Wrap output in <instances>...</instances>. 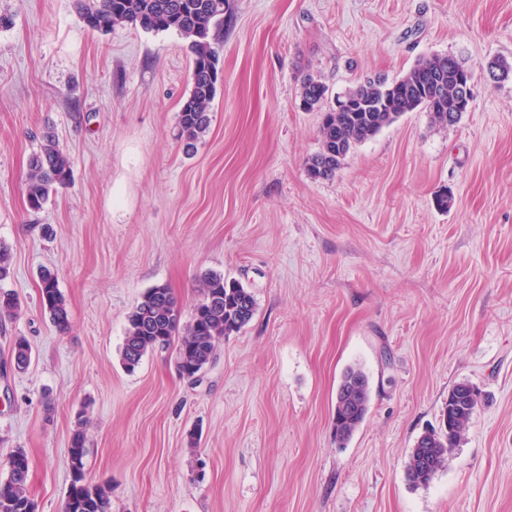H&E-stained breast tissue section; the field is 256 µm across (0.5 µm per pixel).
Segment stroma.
I'll use <instances>...</instances> for the list:
<instances>
[{
	"mask_svg": "<svg viewBox=\"0 0 512 512\" xmlns=\"http://www.w3.org/2000/svg\"><path fill=\"white\" fill-rule=\"evenodd\" d=\"M213 121L176 138L192 54L176 31H104L77 0H0V244L21 313L0 320V456L25 449L36 512H63L68 448L112 512H512V0H229ZM453 54L473 72L458 124L418 109L311 179L330 97ZM52 133L68 184L27 206L30 157ZM453 197L436 208L441 192ZM53 269L70 326L39 304ZM248 287L253 319L200 379L174 352L121 364L128 313L156 285L188 321L205 273ZM33 360L10 368L15 337ZM370 379L347 447L333 409L344 369ZM481 403L425 486L405 477L449 389ZM328 88L314 74L308 73L301 83V101L307 110H320L327 97Z\"/></svg>",
	"mask_w": 512,
	"mask_h": 512,
	"instance_id": "1",
	"label": "stroma"
}]
</instances>
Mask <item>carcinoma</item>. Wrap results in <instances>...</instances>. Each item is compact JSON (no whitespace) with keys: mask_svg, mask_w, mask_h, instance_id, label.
Masks as SVG:
<instances>
[{"mask_svg":"<svg viewBox=\"0 0 512 512\" xmlns=\"http://www.w3.org/2000/svg\"><path fill=\"white\" fill-rule=\"evenodd\" d=\"M81 16L92 29L129 24L145 31L174 30L189 40L194 56L191 90L177 113V139L185 153L197 148L211 124L210 106L217 90L220 37L228 0H79ZM466 69L451 54H434L419 59L400 79L388 83L366 81L346 92L363 105L349 112L335 108L323 111L320 149L307 161L313 179L333 176L342 160L358 144L390 126L400 116L418 108L427 109L442 126H454L462 118L455 106L457 79ZM328 88L314 74L301 83V101L307 110H319ZM27 188L28 207L37 212L70 176V160L58 142L46 135L30 161ZM39 302L59 329L67 327L69 310L57 274L44 269L39 274ZM21 310L18 298L0 291V317L15 316ZM256 299L251 291L221 273L204 276L199 298L185 325L170 288L156 285L147 289L130 314L120 359L132 372L149 352L175 347L178 372L194 378L213 359L217 346L238 333L253 318ZM33 357L28 340L22 336L12 343L11 363L15 371H25ZM480 402V394L466 382L448 393V410L437 431H426L416 440L405 471L414 486L429 484L444 466L448 451L464 435ZM370 406V384L358 364L348 366L336 390L334 417L336 442L346 445L365 421ZM87 433L78 420L69 446L70 485L64 512H112V489L86 479ZM7 477L0 479V512H36L27 487L29 458L22 448L0 461Z\"/></svg>","mask_w":512,"mask_h":512,"instance_id":"obj_1","label":"carcinoma"}]
</instances>
